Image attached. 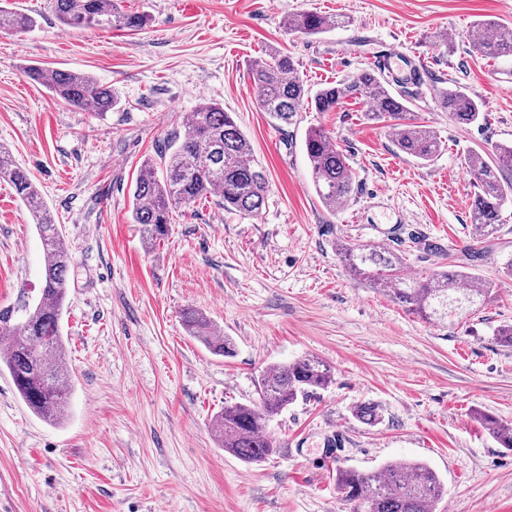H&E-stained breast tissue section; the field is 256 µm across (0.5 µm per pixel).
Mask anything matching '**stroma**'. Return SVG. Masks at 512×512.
<instances>
[{
	"instance_id": "35a3bbf8",
	"label": "stroma",
	"mask_w": 512,
	"mask_h": 512,
	"mask_svg": "<svg viewBox=\"0 0 512 512\" xmlns=\"http://www.w3.org/2000/svg\"><path fill=\"white\" fill-rule=\"evenodd\" d=\"M37 20L0 32V144L27 169L73 257L61 319L72 375L69 416L38 418L0 368V512H351L337 466L375 471L420 461L438 475L437 512H512V451L476 411L512 425V204L483 257L470 261L476 188L470 153L512 143V59L474 52L473 24L512 26V0H124L148 24L126 32L66 28L54 0H10ZM349 18L315 36L289 34L288 16ZM278 46L317 89L404 53L388 74L412 118L443 151L422 163L367 120V102L299 113L281 124L259 106L250 65ZM94 75L118 104L106 115L58 100L29 67ZM459 86L485 122L455 123L439 94ZM220 103L269 177L259 216L224 210L219 196L176 210L165 239L146 244L131 220L142 163L183 113ZM323 127L355 173L336 208L317 196L304 152ZM402 254L424 278L472 266L493 292L476 314L423 321L346 270L339 243ZM45 254L33 218L0 180V311L20 323L39 295ZM192 308L235 346L211 353L189 336ZM315 355L333 369L325 390L270 424L288 448L260 464L224 452L212 423L231 403L258 399L273 365ZM379 406L369 426L351 410Z\"/></svg>"
}]
</instances>
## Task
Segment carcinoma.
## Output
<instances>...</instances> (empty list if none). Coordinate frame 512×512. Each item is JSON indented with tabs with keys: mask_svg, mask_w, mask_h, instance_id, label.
Masks as SVG:
<instances>
[{
	"mask_svg": "<svg viewBox=\"0 0 512 512\" xmlns=\"http://www.w3.org/2000/svg\"><path fill=\"white\" fill-rule=\"evenodd\" d=\"M58 20L70 27L137 31L149 17L129 13L121 0H54ZM344 21L303 12L286 19L287 32L318 35L340 27ZM35 18L0 6V31L28 30ZM472 49L483 57H512V28L491 20L476 23L470 31ZM30 78L44 81L57 99L69 106L89 108L101 115L112 111L118 98L112 87L88 73L38 67L28 69ZM250 79L260 105L271 118L288 125L309 106L331 112L347 98L370 103L368 119L387 122L397 148L423 162L432 161L443 142L430 126L406 122L409 107L396 97L373 70L311 92L305 88L291 58L273 48L255 60ZM440 106L459 124L485 120L482 105L465 92L448 88L440 93ZM184 134H174L159 160H147L137 176L132 203L133 223L141 226L144 242L165 238L172 211L219 192L224 209L257 216L269 189L266 171L255 162L251 144L231 113L217 102L204 101L183 116ZM315 191L329 208L348 199L354 190V173L342 150L322 128H310L304 137ZM477 193L471 221L476 238L488 242L501 223V211L512 202V185L501 174L512 168V145L498 144L493 156L474 152L467 158ZM0 178L9 181L32 213L47 262L38 300L26 308L24 322L15 327L10 316L0 312V364H4L20 398L45 421L59 423L66 416L72 392L69 369L63 364L64 343L60 319L69 288L71 255L54 219L43 206L28 173L16 165L9 150L0 146ZM340 255L349 270L376 283L393 286L395 298L426 320L445 323L478 311L491 294L492 283L478 274L450 265L425 280L402 273L398 254L373 245H343ZM187 332L200 339L216 355L233 354L231 339L215 333L201 312L183 313ZM331 381L330 368L316 357H303L263 372L258 381L259 402L234 403L224 407L213 422L224 450L248 463L262 462L286 452L269 431L270 422L298 399H308ZM360 422L375 425L379 407L362 402L352 409ZM488 430L503 448L512 450V426L483 416ZM336 485L354 512H435L443 488L437 474L422 462L385 465L363 472L336 467Z\"/></svg>",
	"mask_w": 512,
	"mask_h": 512,
	"instance_id": "obj_1",
	"label": "carcinoma"
}]
</instances>
